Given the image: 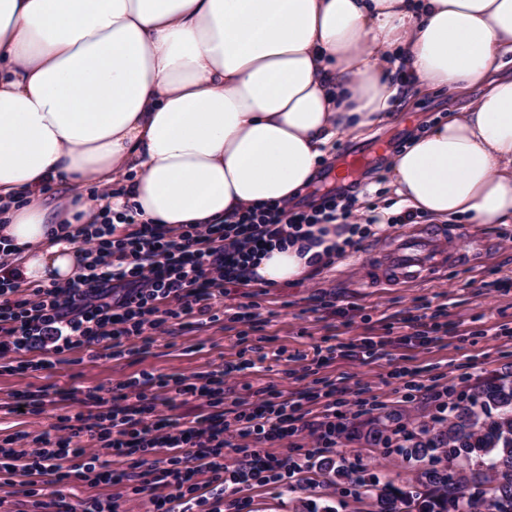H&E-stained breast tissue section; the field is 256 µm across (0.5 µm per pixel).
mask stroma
<instances>
[{
  "label": "stroma",
  "mask_w": 512,
  "mask_h": 512,
  "mask_svg": "<svg viewBox=\"0 0 512 512\" xmlns=\"http://www.w3.org/2000/svg\"><path fill=\"white\" fill-rule=\"evenodd\" d=\"M463 99L444 92H429L407 99L397 119L368 137H342L334 142L328 160L319 168L314 187L306 188L301 202L311 203L315 190L334 188L329 173L337 160L361 156L373 171L363 192L352 206L353 220L365 223L377 216L385 226L363 241L360 250L348 253L321 274L272 288L254 284L231 289L224 299L226 310L219 321L200 328H185L175 335L157 338L143 355L120 360L90 358L87 351L70 352L65 362L50 369L0 368V441L21 434L33 436L46 430L57 416L82 411L84 392L111 388L144 372L191 376L227 361L265 356L266 372L244 370L229 378V397L273 384L285 392L306 387L303 370L314 356V348L350 338L384 335L407 311L424 309L427 316L447 324L448 332L429 348H400L396 363L422 367L436 383L453 386L457 394L490 379L512 380V333L499 335L500 327L512 330V287L496 289L499 281L512 284V224H471L459 221L463 239L450 240L449 250H464L465 260L449 265L446 272L409 286L365 285L366 269L374 254L388 247L397 234L387 224L404 210L390 179L394 156L413 136L425 133L440 121L460 111ZM251 305L256 315L253 327L233 321L230 308ZM282 351L273 361L274 351ZM393 363V364H396ZM387 360L369 364L345 360L322 367L319 377L342 380L351 391L365 390L377 401L368 414L350 418L344 448L360 459L367 479L404 490L415 483L419 465L400 452L371 439L378 428L403 427L416 432L432 425L435 407L425 399L400 402ZM54 385L66 397H52L44 414L12 412L15 394ZM314 471L305 482L287 490L277 486L243 485L226 497L225 512H372L373 502L351 476L340 475L343 462L336 453L316 458ZM70 503L115 497L127 501L130 512H152L149 495L132 496L127 489L106 482L79 486L66 492Z\"/></svg>",
  "instance_id": "obj_1"
}]
</instances>
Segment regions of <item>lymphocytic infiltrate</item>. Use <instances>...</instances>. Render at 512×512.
Wrapping results in <instances>:
<instances>
[{
	"mask_svg": "<svg viewBox=\"0 0 512 512\" xmlns=\"http://www.w3.org/2000/svg\"><path fill=\"white\" fill-rule=\"evenodd\" d=\"M363 189L355 181L306 210L286 203L252 205L233 220L175 228L139 220L129 205L113 210L109 193L97 194L88 223H64L52 232L78 253L80 274L73 282L23 285L7 262L12 248L0 241V364L11 366L34 350L41 354L29 363L36 370L47 366L48 355L76 349L95 359L134 356L145 351V331L171 336L217 321L215 305L229 289L249 285L250 265L266 247L317 246L313 226L335 225L340 243L310 260L321 270L373 236L371 225L351 220V204ZM402 322L405 334L393 338L364 336L316 347L313 363L320 368L339 357L365 362L388 356L393 347L425 348L443 329L412 313ZM248 367L245 361L227 362L192 377L145 372L86 394L84 411L59 416L29 448H0V482L17 488L30 512H120L118 501L97 499L75 510L60 491L104 478L130 485L134 494H150L155 512H222L225 495L238 485L303 480L316 456L341 447L351 410H367V400H350L347 387L331 380L289 395L270 385L225 405L226 380ZM390 376L401 401L428 399L436 422H447L451 387L427 383L417 368L397 367ZM192 400L199 402V413L177 415ZM291 437L307 440L308 449L285 459L257 449ZM246 439L253 447L239 449L234 465H226L224 449ZM116 457L122 468L113 467ZM201 474L206 483L198 482Z\"/></svg>",
	"mask_w": 512,
	"mask_h": 512,
	"instance_id": "1",
	"label": "lymphocytic infiltrate"
}]
</instances>
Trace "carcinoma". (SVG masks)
I'll use <instances>...</instances> for the list:
<instances>
[{"instance_id":"obj_1","label":"carcinoma","mask_w":512,"mask_h":512,"mask_svg":"<svg viewBox=\"0 0 512 512\" xmlns=\"http://www.w3.org/2000/svg\"><path fill=\"white\" fill-rule=\"evenodd\" d=\"M398 449L422 463L412 491L379 486L364 476L356 485L374 512H512V381L474 388L446 426L407 433ZM474 468L464 471V466Z\"/></svg>"}]
</instances>
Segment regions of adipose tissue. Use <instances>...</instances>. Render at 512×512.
<instances>
[{
    "mask_svg": "<svg viewBox=\"0 0 512 512\" xmlns=\"http://www.w3.org/2000/svg\"><path fill=\"white\" fill-rule=\"evenodd\" d=\"M476 99L393 159L437 220L512 224V0H0V239L28 281L66 283L44 186L110 185L159 224L295 200L337 138L407 92ZM275 249L255 284L310 271Z\"/></svg>",
    "mask_w": 512,
    "mask_h": 512,
    "instance_id": "1",
    "label": "adipose tissue"
}]
</instances>
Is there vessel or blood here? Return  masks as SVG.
Here are the masks:
<instances>
[{"instance_id":"vessel-or-blood-1","label":"vessel or blood","mask_w":512,"mask_h":512,"mask_svg":"<svg viewBox=\"0 0 512 512\" xmlns=\"http://www.w3.org/2000/svg\"><path fill=\"white\" fill-rule=\"evenodd\" d=\"M459 234V228L454 226H443L434 231H404L369 264V282L409 283L433 276L450 263L460 262V255L449 254L446 248L447 238H455Z\"/></svg>"}]
</instances>
